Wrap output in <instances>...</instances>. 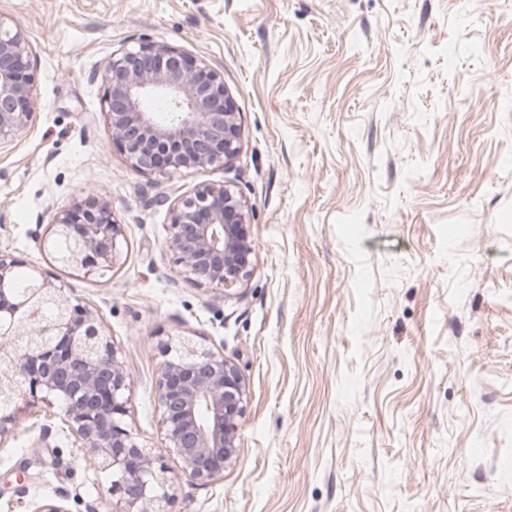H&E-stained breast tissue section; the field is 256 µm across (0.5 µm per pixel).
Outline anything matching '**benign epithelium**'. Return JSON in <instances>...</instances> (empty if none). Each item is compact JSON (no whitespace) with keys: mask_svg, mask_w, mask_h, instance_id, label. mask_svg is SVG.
<instances>
[{"mask_svg":"<svg viewBox=\"0 0 512 512\" xmlns=\"http://www.w3.org/2000/svg\"><path fill=\"white\" fill-rule=\"evenodd\" d=\"M23 31L0 16V144L31 116L34 81ZM104 111L112 140L129 165L160 177L182 169L225 167L241 150L240 125L224 78L207 64L163 42L144 41L112 54L103 66ZM172 106L165 122L143 108L150 93ZM245 202L230 184L199 185L170 203L169 247L199 286L234 294L252 275L256 252L247 236ZM51 248L73 244L54 260L85 276L112 269L121 225L107 203L76 204L54 214ZM23 261L0 255V389L54 407L73 444L87 450L98 472L112 475L113 512H160L166 468L124 424L130 381L99 316L74 301L47 275L15 291ZM51 305L45 318L30 309ZM157 384L167 447L190 481L214 480L237 458L238 422L247 391L238 368L190 340L166 344ZM20 406L0 413V440L11 435Z\"/></svg>","mask_w":512,"mask_h":512,"instance_id":"benign-epithelium-1","label":"benign epithelium"}]
</instances>
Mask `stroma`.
I'll list each match as a JSON object with an SVG mask.
<instances>
[{
	"instance_id": "35a3bbf8",
	"label": "stroma",
	"mask_w": 512,
	"mask_h": 512,
	"mask_svg": "<svg viewBox=\"0 0 512 512\" xmlns=\"http://www.w3.org/2000/svg\"><path fill=\"white\" fill-rule=\"evenodd\" d=\"M31 49L33 117L0 145V254L97 310L131 380L125 424L168 469L162 512H512V0H0ZM165 42L224 76L231 169L134 170L95 79ZM234 181L257 263L198 287L155 198ZM107 201L111 271L63 268L54 214ZM223 353L248 393L238 455L193 483L163 440L162 345ZM49 427L40 454L29 448ZM59 418L0 446V512H112Z\"/></svg>"
}]
</instances>
